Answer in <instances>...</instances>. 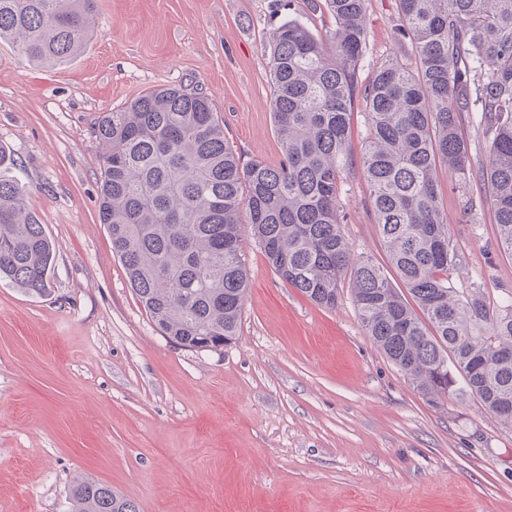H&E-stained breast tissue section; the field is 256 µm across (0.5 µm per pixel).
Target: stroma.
<instances>
[{
  "instance_id": "obj_1",
  "label": "stroma",
  "mask_w": 512,
  "mask_h": 512,
  "mask_svg": "<svg viewBox=\"0 0 512 512\" xmlns=\"http://www.w3.org/2000/svg\"><path fill=\"white\" fill-rule=\"evenodd\" d=\"M366 15L359 84L392 57L415 66L398 0H367ZM293 18L322 38L336 28L307 0H99L92 40L66 65L0 42V146L56 247L46 295L0 281V512H72L77 477L139 512H512V428L466 393L429 404L365 335L350 285L321 307L245 237L239 335L193 350L159 333L112 254L102 113L163 86L195 90L241 163L277 164L265 44ZM462 123L472 177L438 170L462 262L453 283L511 300L512 256L477 177L490 141L476 113ZM366 137L359 101L342 229L384 266Z\"/></svg>"
}]
</instances>
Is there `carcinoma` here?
<instances>
[{"mask_svg":"<svg viewBox=\"0 0 512 512\" xmlns=\"http://www.w3.org/2000/svg\"><path fill=\"white\" fill-rule=\"evenodd\" d=\"M336 22L327 38L291 19L269 35L278 165L240 163L200 92L164 87L101 116L99 221L161 335L217 350L241 323L250 230L276 274L336 306L349 280L364 332L432 405L467 392L512 427V304L460 297L459 256L442 207L439 161L469 175L461 110L491 135L480 171L501 251L512 255V0H399L417 59L386 61L359 85L366 0H310ZM97 0H0V40L30 61L64 65L93 36ZM365 103L361 165L375 227L399 277L353 253L340 186L350 173L351 115ZM0 146V278L43 295L55 247ZM73 512H139L90 479L70 486Z\"/></svg>","mask_w":512,"mask_h":512,"instance_id":"obj_1","label":"carcinoma"}]
</instances>
